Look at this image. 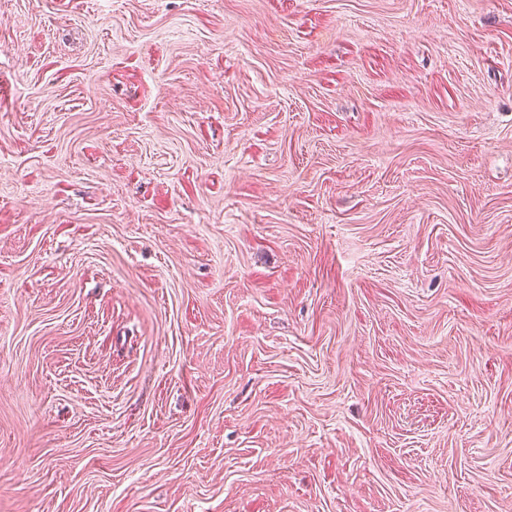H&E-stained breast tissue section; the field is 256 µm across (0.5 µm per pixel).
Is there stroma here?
I'll return each mask as SVG.
<instances>
[{
  "instance_id": "1",
  "label": "stroma",
  "mask_w": 512,
  "mask_h": 512,
  "mask_svg": "<svg viewBox=\"0 0 512 512\" xmlns=\"http://www.w3.org/2000/svg\"><path fill=\"white\" fill-rule=\"evenodd\" d=\"M0 512H512V0H0Z\"/></svg>"
}]
</instances>
